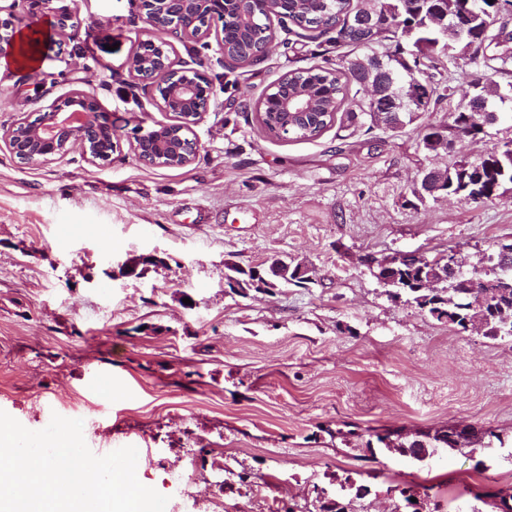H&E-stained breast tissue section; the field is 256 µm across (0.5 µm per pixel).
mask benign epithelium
Returning a JSON list of instances; mask_svg holds the SVG:
<instances>
[{"instance_id": "7a95c632", "label": "benign epithelium", "mask_w": 512, "mask_h": 512, "mask_svg": "<svg viewBox=\"0 0 512 512\" xmlns=\"http://www.w3.org/2000/svg\"><path fill=\"white\" fill-rule=\"evenodd\" d=\"M145 23V32L138 38L128 56L129 75L156 95L162 111L172 115L170 124H156L160 133L175 128L187 132L181 143L163 138L138 139L133 144L137 159L151 165V156L180 162L185 167L194 162L200 145L191 137L193 128L202 120L213 99V84L203 71L204 60L188 61L178 55L174 41L201 42L217 37L224 44V28L216 27V20L224 16V0H134ZM48 20L54 31L51 41H63L75 30L76 13L65 0H28V25L37 26L40 19ZM22 19L12 13L0 17V58L10 59L17 51V37ZM313 90L306 88L300 97L288 98L279 83H274L264 94L262 102L270 109L288 112L307 107ZM112 121V113L102 107L95 94L72 89L59 95L35 118L22 116L0 133V139L21 164H41L60 160L78 150L88 163L105 166L112 157H102L95 151L92 141L101 137L104 121ZM399 256L392 255L372 272L380 284L392 280ZM432 264L447 268L448 275L461 279L465 288L473 291L483 285L481 294H491L495 282L479 281L465 269L457 251L438 255Z\"/></svg>"}]
</instances>
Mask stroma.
Returning a JSON list of instances; mask_svg holds the SVG:
<instances>
[{"label": "stroma", "mask_w": 512, "mask_h": 512, "mask_svg": "<svg viewBox=\"0 0 512 512\" xmlns=\"http://www.w3.org/2000/svg\"><path fill=\"white\" fill-rule=\"evenodd\" d=\"M72 8L78 28L45 44L35 71L0 64V127L73 88L94 91L118 125L171 122L127 72L145 28L134 0ZM274 32L268 59L247 68L200 50L215 103L187 167H150L127 147L107 166L77 152L23 165L0 141V410L33 431L55 413L82 420L98 456L138 448L143 484L184 498L183 512H316L315 488L346 476L370 489L348 512H394L397 484L429 488L441 512H488L486 489H512V341L389 299L361 258L452 248L472 266L511 241L510 183L486 203L410 200L423 169L497 149L512 122L436 153L416 124L395 137L336 125L269 137L256 111L266 90L336 56ZM144 253L164 265L106 277L109 258ZM276 258L312 266L316 283L225 288V263ZM91 369L108 390L86 389ZM469 425L501 438L423 462L373 441ZM187 467L194 480L178 487Z\"/></svg>", "instance_id": "1"}]
</instances>
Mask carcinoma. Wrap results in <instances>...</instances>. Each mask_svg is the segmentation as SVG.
Returning a JSON list of instances; mask_svg holds the SVG:
<instances>
[{"mask_svg":"<svg viewBox=\"0 0 512 512\" xmlns=\"http://www.w3.org/2000/svg\"><path fill=\"white\" fill-rule=\"evenodd\" d=\"M367 0H288L281 11L290 24L288 31L295 34L310 33L315 39H323L328 46L338 48L353 47L361 54L349 57L345 54L336 57L332 66L311 65L284 73L280 81L288 84V89L296 91L309 85L317 95L314 113L297 115L290 127L288 137L295 140H312L318 137L332 123L342 127L373 128L399 133L413 125L427 112L437 111L438 105L453 97L455 86L441 78L438 64L454 65L455 50L445 49V39L431 21L433 3L429 0H382L380 7L387 8L385 27L380 36L372 38L365 26ZM465 25L464 43L469 46L465 53L468 60L485 67L479 80L483 81L480 92L490 105L505 101L512 94V53L488 54L491 46H500L512 41V31L508 30L509 16L490 11L488 14L472 15L461 20ZM258 31H250L243 41L235 43L228 53L242 61L248 60L249 49L255 42ZM508 77L510 81L501 84L496 77ZM355 86L359 100L355 107L348 103L349 86ZM259 122L266 134L281 138L280 128L286 125L285 119L269 112L259 116ZM484 120L477 112H464L457 107L450 112L449 121L423 125L424 134L420 147L427 152L437 151L435 143L442 139L475 138L483 133ZM484 173L479 192H474L471 176L466 174V166L471 161L462 158L445 168H438L433 177L440 183L439 194H456L475 198L480 202L494 200L487 193L495 178L512 183V141L504 143L478 160ZM496 259H478L482 275L486 279L500 282L505 292L491 298V303L482 310L485 319L483 336L491 339L512 340V330L502 328L497 312L505 308L512 316V242L499 244L493 251ZM295 260L278 261L268 270L257 267H242L226 263L224 285L232 292L245 296L249 291L268 292L279 285L306 287L310 279L298 278L286 268H295ZM448 276V272L436 269L413 257H406L399 264L398 279L388 285L391 298L403 296L406 302L415 305L421 312L446 322L454 331H460L464 322L476 314L471 308V300L465 289L452 282L445 283L436 293L418 284L431 277ZM390 444L387 450L401 457L424 461L433 456L441 447L449 452L462 451L482 441L475 434L456 447H445L437 434L429 431L421 436H406L399 431L389 433ZM370 492L365 485L356 484L346 477L336 482L335 496H327L318 501V512H346L344 498L361 497V492ZM484 503L491 512H512V494L488 491L483 494Z\"/></svg>","mask_w":512,"mask_h":512,"instance_id":"1","label":"carcinoma"}]
</instances>
